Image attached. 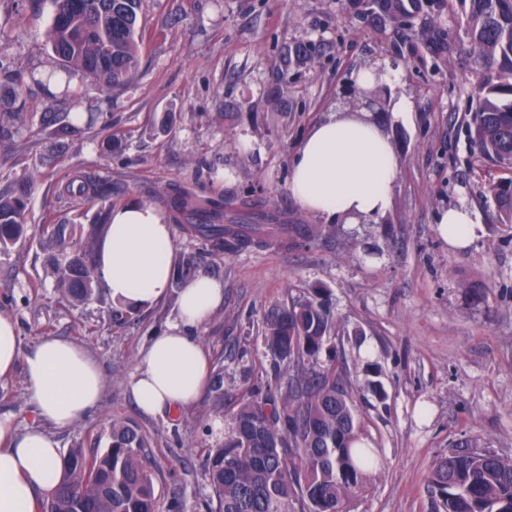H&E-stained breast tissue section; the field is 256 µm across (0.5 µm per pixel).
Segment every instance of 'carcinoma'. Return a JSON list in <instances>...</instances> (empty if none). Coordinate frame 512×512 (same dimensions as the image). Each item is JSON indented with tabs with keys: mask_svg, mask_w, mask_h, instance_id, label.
<instances>
[{
	"mask_svg": "<svg viewBox=\"0 0 512 512\" xmlns=\"http://www.w3.org/2000/svg\"><path fill=\"white\" fill-rule=\"evenodd\" d=\"M52 0L54 15L46 40L69 69L107 89L123 86L138 68L143 34L138 27L142 0ZM461 26L481 81L468 125L481 161L501 175L489 176L499 213L512 224V0H466ZM64 192L85 203L112 209L118 191L112 180L91 175L66 182ZM195 220L188 233L213 251L236 254L268 233L266 224H213L223 211L218 199L174 201ZM26 196L0 194V247L24 233ZM97 230L58 269L59 290L77 301L94 295ZM314 288L302 300L272 309L262 332L265 351L286 364L283 387L248 391L233 416L234 430L220 448L206 455L208 485L217 512H349L364 490V473L375 465L364 446L347 380L333 365L308 367L324 348L335 318ZM148 444L138 428L114 419L110 444L72 448L64 457L58 485L40 512H160L156 475L148 464ZM443 512H512V459L491 451L451 450L429 477Z\"/></svg>",
	"mask_w": 512,
	"mask_h": 512,
	"instance_id": "cac0c4a2",
	"label": "carcinoma"
}]
</instances>
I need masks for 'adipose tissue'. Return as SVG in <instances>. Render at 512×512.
<instances>
[{
    "instance_id": "adipose-tissue-1",
    "label": "adipose tissue",
    "mask_w": 512,
    "mask_h": 512,
    "mask_svg": "<svg viewBox=\"0 0 512 512\" xmlns=\"http://www.w3.org/2000/svg\"><path fill=\"white\" fill-rule=\"evenodd\" d=\"M398 180L394 148L368 112L337 109L316 122L293 154L288 192L303 212L347 224L379 219L390 209ZM438 232L449 248L470 246L481 224L468 205L440 211ZM174 235L156 207L132 202L113 210L96 255V274L113 303L145 309L163 299L173 275ZM224 300V286L200 274L185 282L177 315L138 359L131 393L147 414L174 411L206 388L209 358L195 332ZM22 367L40 419L65 429L95 409L103 378L79 343L45 336L21 347L16 327L0 316V377ZM57 441L37 428L15 432L0 420V512H35L61 473Z\"/></svg>"
}]
</instances>
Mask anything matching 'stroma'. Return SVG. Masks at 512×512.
<instances>
[{
	"instance_id": "stroma-1",
	"label": "stroma",
	"mask_w": 512,
	"mask_h": 512,
	"mask_svg": "<svg viewBox=\"0 0 512 512\" xmlns=\"http://www.w3.org/2000/svg\"><path fill=\"white\" fill-rule=\"evenodd\" d=\"M464 10L460 0H415L393 15L375 13L371 0H143L151 41L137 72L111 91L78 76L71 92L100 119L59 133L50 120L69 101L29 79L60 66L44 36L52 2L0 0V93L25 104L18 132L0 139V191L28 195L27 232L0 251V315L13 320L22 347L44 336L86 345L104 383L98 408L57 432L62 451L108 448L110 419L131 422L149 442L161 505L207 512L208 449L229 438L251 383L286 377L261 344L265 312L322 288L336 328L318 363L345 372L379 459L351 512H438L428 476L459 441L512 458V224L467 138L478 75L459 30ZM374 66L398 70L413 105L402 123L380 87L373 116L399 170L392 206L357 224L304 213L288 194L290 159L332 109H364L351 84ZM95 172L119 188L115 206L136 200L165 212L175 261L224 284L223 303L198 333L224 365L223 390L178 413H143L129 380L143 347L173 320L180 284L121 321L106 292L59 299L56 265L104 221L99 208L59 202V191ZM184 194L222 198L228 215L271 211L314 234L302 247L273 236L217 257L183 232L172 201ZM463 203L483 224L456 252L436 217ZM0 417L19 432L44 425L22 369L0 378Z\"/></svg>"
}]
</instances>
